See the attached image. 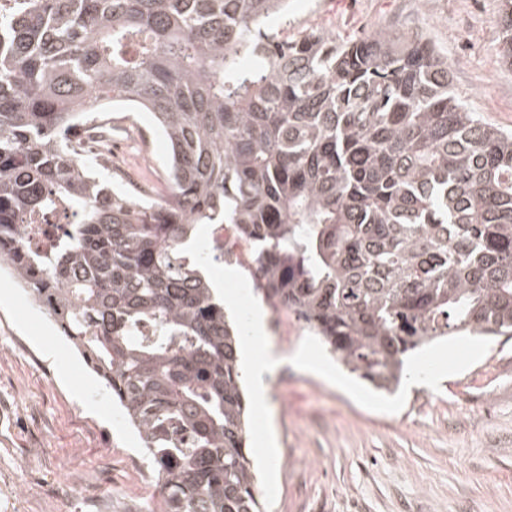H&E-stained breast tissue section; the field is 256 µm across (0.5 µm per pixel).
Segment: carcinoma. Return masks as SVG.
Here are the masks:
<instances>
[{"label": "carcinoma", "instance_id": "cac0c4a2", "mask_svg": "<svg viewBox=\"0 0 512 512\" xmlns=\"http://www.w3.org/2000/svg\"><path fill=\"white\" fill-rule=\"evenodd\" d=\"M12 2L0 264L136 429L153 512H266L243 327L186 251L196 224L232 225L269 307L377 390L437 339L512 335V133L476 118L425 37L281 38L264 24L287 0ZM497 23L512 66V0ZM111 103L154 117L165 194L93 175L82 143Z\"/></svg>", "mask_w": 512, "mask_h": 512}]
</instances>
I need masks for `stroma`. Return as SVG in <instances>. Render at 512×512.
<instances>
[{
    "mask_svg": "<svg viewBox=\"0 0 512 512\" xmlns=\"http://www.w3.org/2000/svg\"><path fill=\"white\" fill-rule=\"evenodd\" d=\"M499 0H290L288 36L349 41L421 28L476 117L512 131V68L499 56ZM98 177L135 174L164 191L167 141L149 114L117 109ZM212 281L246 316L262 306L245 264ZM269 336L273 453L252 450L267 512H512V339L441 342L452 371L382 395L349 374L292 313ZM158 492L137 436L51 319L0 272V512H150Z\"/></svg>",
    "mask_w": 512,
    "mask_h": 512,
    "instance_id": "35a3bbf8",
    "label": "stroma"
}]
</instances>
